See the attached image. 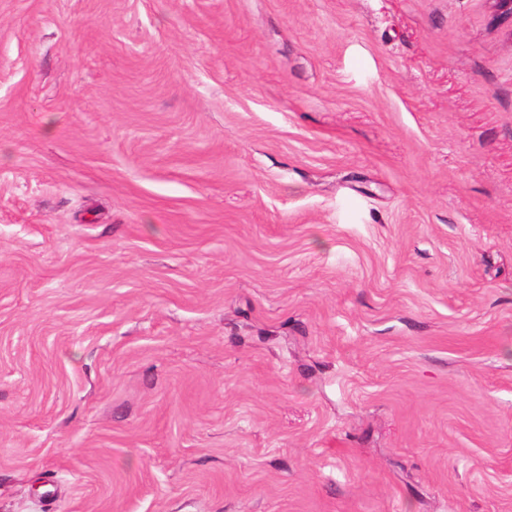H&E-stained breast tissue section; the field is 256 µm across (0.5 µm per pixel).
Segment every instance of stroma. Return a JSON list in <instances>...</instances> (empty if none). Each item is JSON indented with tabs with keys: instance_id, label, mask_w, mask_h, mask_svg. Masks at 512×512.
Returning a JSON list of instances; mask_svg holds the SVG:
<instances>
[{
	"instance_id": "stroma-1",
	"label": "stroma",
	"mask_w": 512,
	"mask_h": 512,
	"mask_svg": "<svg viewBox=\"0 0 512 512\" xmlns=\"http://www.w3.org/2000/svg\"><path fill=\"white\" fill-rule=\"evenodd\" d=\"M0 512H512V18L0 0Z\"/></svg>"
}]
</instances>
